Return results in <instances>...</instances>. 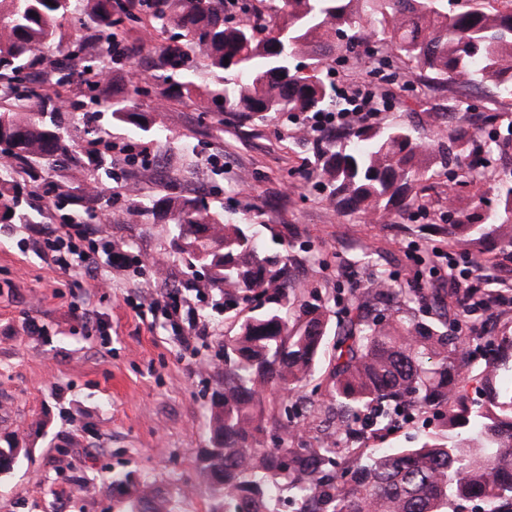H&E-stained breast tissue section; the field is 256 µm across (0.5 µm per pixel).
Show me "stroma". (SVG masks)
Here are the masks:
<instances>
[{"label": "stroma", "instance_id": "1", "mask_svg": "<svg viewBox=\"0 0 512 512\" xmlns=\"http://www.w3.org/2000/svg\"><path fill=\"white\" fill-rule=\"evenodd\" d=\"M122 41L135 52L133 66H121L122 77L150 84L161 36L148 24L129 22ZM336 69L340 78L383 92L378 125L411 124L433 144L446 134L450 118L443 108L454 86L425 84L400 64L382 76L366 64ZM469 96L480 140L491 131L484 115L512 122V101L493 86L473 87ZM61 99L71 112L94 113L104 138L118 144L112 169L125 188L113 191L108 179L90 183L84 169L72 165L58 168L54 179L103 214L104 236L129 261L97 252V273L111 282L98 288L84 275L85 256H72L71 269L63 272L29 246L40 224H0V448L21 451L14 468L0 473V512H125L146 478L172 512L209 510L211 490L201 467L210 448L212 395L224 388V337L232 322L211 313L210 289L182 287V268L170 257L169 225L131 217L134 204L165 193L206 197L225 218L247 222L270 252H287L292 286L317 289L335 323L350 289L374 287L382 273L405 285L422 269L434 287L454 290L449 200L485 211L498 204L491 189L457 185L438 169L428 183L425 213L380 221L343 214L309 176L317 152L302 121L243 123L228 114L219 127L203 117L199 98L153 92L139 103L161 134L142 137L96 112L80 84ZM142 152L149 153V165L130 163V155ZM217 156L224 160L218 167L212 163ZM466 252L496 278L491 297L448 326L461 339L462 363L476 370L488 360L487 340L512 339V250L477 242ZM174 289L201 334L187 347L180 328L153 307ZM102 321L112 334L107 350L100 346ZM325 387L319 371L277 398L268 445L300 429L295 403L322 399Z\"/></svg>", "mask_w": 512, "mask_h": 512}]
</instances>
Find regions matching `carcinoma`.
Masks as SVG:
<instances>
[{"mask_svg": "<svg viewBox=\"0 0 512 512\" xmlns=\"http://www.w3.org/2000/svg\"><path fill=\"white\" fill-rule=\"evenodd\" d=\"M95 0L90 21L77 19V34L63 42L60 29L74 0H0V84L9 103L0 108V142L12 145L9 166L0 170V223L36 224L40 210L29 198L53 195L98 224L84 197L52 180L62 163L87 161L97 183L110 176L104 156L85 145L111 151V142L86 116H63L58 101L32 79L48 54L69 59L47 81L65 87L79 77L93 102L120 124L155 134L150 114L140 109L141 85L112 80V94H97L105 61L124 22L148 23L164 42L154 79L168 95L197 96L219 125L232 113L244 122L278 115L306 116L336 106L325 61L378 54L406 65L429 83H490L512 97V0H241L243 18L230 19L224 0ZM229 64H224V59ZM215 79L203 84L200 75ZM472 105L448 99L460 115L448 128V145L433 150L404 124L363 126L331 140L318 153L311 175L345 212L386 218L428 205L423 185L432 166L456 177L462 165L471 182L489 171V157L512 149V132L481 144L467 122ZM171 226L173 257L187 288L199 279L215 295L212 309L231 313L240 302L260 299L258 309L224 337V392L210 415V451L202 471L212 486L209 512H278L286 487L296 512H512V376L504 379L494 361L473 377L464 374L458 337L448 334V312H468L467 299L429 295L439 309L425 323L400 312L369 317L355 307L329 335L325 300L315 290L288 293L289 258L264 253L261 241L242 224L224 218L202 197L156 196L138 205ZM448 242L467 245L495 227L512 248V186L499 206L480 217L463 207L448 212ZM376 298H423L415 289L386 279ZM331 347L327 394L306 407L303 429L316 445L292 447L294 439L267 448L263 394H288L317 370ZM478 398L462 393L469 379ZM434 412L435 428L414 446L373 448L362 443L417 415ZM354 468L351 482L338 469ZM131 512H171L168 500L144 483Z\"/></svg>", "mask_w": 512, "mask_h": 512, "instance_id": "obj_1", "label": "carcinoma"}]
</instances>
